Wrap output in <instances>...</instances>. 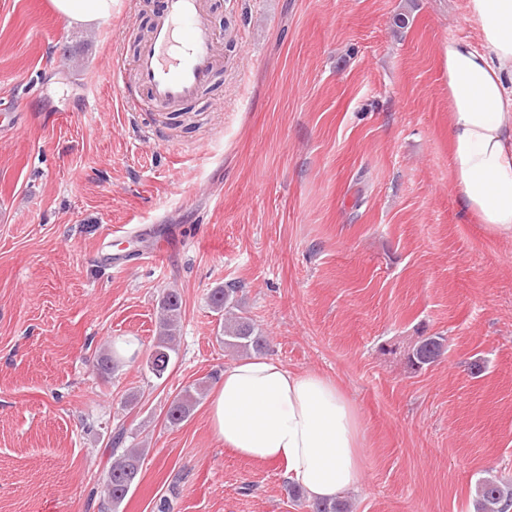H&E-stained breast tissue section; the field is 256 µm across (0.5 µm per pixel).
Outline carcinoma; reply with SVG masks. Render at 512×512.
<instances>
[{"mask_svg":"<svg viewBox=\"0 0 512 512\" xmlns=\"http://www.w3.org/2000/svg\"><path fill=\"white\" fill-rule=\"evenodd\" d=\"M239 289L227 284L211 290L208 300L210 307L221 314L218 335L224 342V348L246 355L260 354L266 348V337L259 328L244 315ZM182 320V298L175 289L163 292L159 300L157 316V336L148 356L149 371L158 379L162 378L171 361L172 353L180 333ZM444 352L440 337L423 339L412 352L410 362L414 365H430L436 362ZM124 360V356L114 348L107 347L97 360V370L104 374L114 372ZM206 391L199 383L184 391L171 402L166 420L169 425L177 426L194 410ZM123 433L110 438L112 464L102 478L103 497L99 509L112 512L118 508L128 493L140 481V463L144 455L142 448H122ZM512 506V489L493 479H485L478 485V512H507Z\"/></svg>","mask_w":512,"mask_h":512,"instance_id":"1","label":"carcinoma"}]
</instances>
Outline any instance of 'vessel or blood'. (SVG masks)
Here are the masks:
<instances>
[{"label": "vessel or blood", "mask_w": 512, "mask_h": 512, "mask_svg": "<svg viewBox=\"0 0 512 512\" xmlns=\"http://www.w3.org/2000/svg\"><path fill=\"white\" fill-rule=\"evenodd\" d=\"M217 42L206 0H158L154 21L133 68L143 100L124 96L125 106L151 112L175 110L212 81Z\"/></svg>", "instance_id": "1"}]
</instances>
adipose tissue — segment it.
<instances>
[{
	"instance_id": "1",
	"label": "adipose tissue",
	"mask_w": 512,
	"mask_h": 512,
	"mask_svg": "<svg viewBox=\"0 0 512 512\" xmlns=\"http://www.w3.org/2000/svg\"><path fill=\"white\" fill-rule=\"evenodd\" d=\"M116 0H53L71 25L111 19ZM476 39L449 37L452 187L491 235L512 239V0H467ZM214 435L239 455L285 465L310 500L358 490L365 466L359 415L340 386L265 357L224 370L208 407Z\"/></svg>"
}]
</instances>
